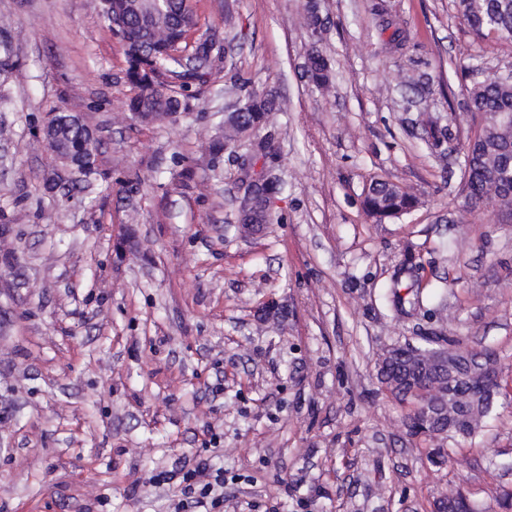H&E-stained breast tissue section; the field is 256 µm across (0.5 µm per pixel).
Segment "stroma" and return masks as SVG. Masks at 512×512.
I'll use <instances>...</instances> for the list:
<instances>
[{
	"instance_id": "1",
	"label": "stroma",
	"mask_w": 512,
	"mask_h": 512,
	"mask_svg": "<svg viewBox=\"0 0 512 512\" xmlns=\"http://www.w3.org/2000/svg\"><path fill=\"white\" fill-rule=\"evenodd\" d=\"M312 1L315 45L296 22ZM193 5L211 75L147 123L101 0H0V512H173L179 483L151 478L180 458L223 469L224 512H433L456 491L503 512L512 210L471 204L460 148L482 125L467 69L512 72V41L455 0ZM252 91L279 102L252 136L282 190L245 232L249 143L213 146ZM60 109L97 141L90 177L41 137ZM374 180L416 207L373 221ZM429 340L496 355L475 444L410 435L377 378L386 347ZM308 56V74L312 82L322 90L330 88L329 66L326 59L320 53H311Z\"/></svg>"
}]
</instances>
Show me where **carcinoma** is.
<instances>
[{
  "instance_id": "obj_1",
  "label": "carcinoma",
  "mask_w": 512,
  "mask_h": 512,
  "mask_svg": "<svg viewBox=\"0 0 512 512\" xmlns=\"http://www.w3.org/2000/svg\"><path fill=\"white\" fill-rule=\"evenodd\" d=\"M456 3L474 34L494 33L512 39V0H456ZM129 6L130 0H112L109 6L111 17L117 20L116 35L129 62L128 79L138 88L128 110L149 112L153 119H164L181 111V99L159 80L146 82L147 72L161 77L176 71L177 61L172 52L188 47L184 34L197 26V18L192 5L184 0H166L162 10L149 17L129 13ZM204 51V45L197 46L198 70L192 75V80L200 83L207 81L210 70ZM308 74L319 88L329 90V66L321 54H310ZM274 105L272 97L247 94L234 108L238 115L224 122V146L239 141V125H261ZM466 106L483 118L479 140L473 144L467 142L463 147V166L469 169V197L474 202L487 196L504 198L512 193V181L504 177L502 167V161L512 154V121L506 119L512 114V78L493 77L473 83L467 91ZM416 204L411 194L379 180L371 183L364 199L368 215L377 222L407 214ZM469 379L473 386L485 388L487 396L467 400L459 406L448 405L447 434L453 439H475L493 407L492 395L498 383L482 370L472 372Z\"/></svg>"
}]
</instances>
